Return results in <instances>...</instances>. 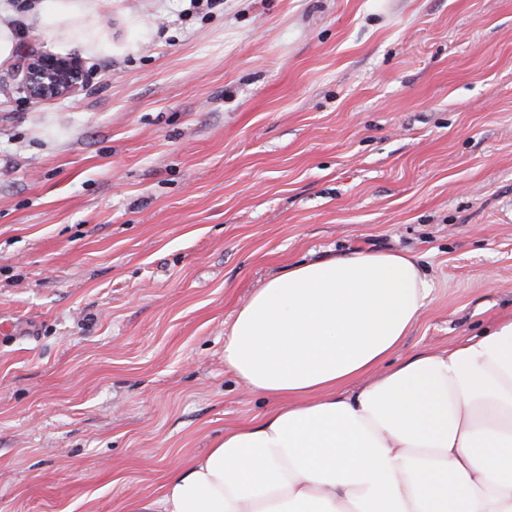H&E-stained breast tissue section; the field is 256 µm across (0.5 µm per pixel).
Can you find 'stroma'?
<instances>
[{
	"label": "stroma",
	"instance_id": "35a3bbf8",
	"mask_svg": "<svg viewBox=\"0 0 512 512\" xmlns=\"http://www.w3.org/2000/svg\"><path fill=\"white\" fill-rule=\"evenodd\" d=\"M0 66V512H126L273 400L224 367L290 265L415 256L397 355L512 314V0H101ZM97 43L89 54L83 42ZM86 89L40 103L29 58ZM85 82V71L74 57L39 54L26 67V90L36 103L76 94Z\"/></svg>",
	"mask_w": 512,
	"mask_h": 512
}]
</instances>
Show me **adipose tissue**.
<instances>
[{
    "label": "adipose tissue",
    "instance_id": "1",
    "mask_svg": "<svg viewBox=\"0 0 512 512\" xmlns=\"http://www.w3.org/2000/svg\"><path fill=\"white\" fill-rule=\"evenodd\" d=\"M430 292L403 252L269 278L236 309L224 366L277 407L127 512H512V316L397 358Z\"/></svg>",
    "mask_w": 512,
    "mask_h": 512
}]
</instances>
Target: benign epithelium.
<instances>
[{
	"label": "benign epithelium",
	"mask_w": 512,
	"mask_h": 512,
	"mask_svg": "<svg viewBox=\"0 0 512 512\" xmlns=\"http://www.w3.org/2000/svg\"><path fill=\"white\" fill-rule=\"evenodd\" d=\"M85 82V71L74 57L39 54L26 67V90L36 103L76 94Z\"/></svg>",
	"instance_id": "benign-epithelium-1"
}]
</instances>
